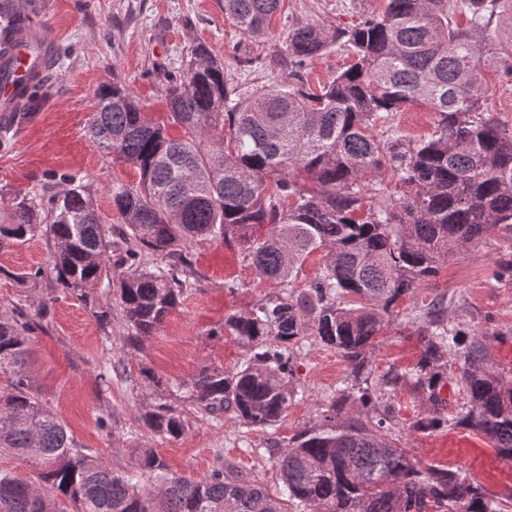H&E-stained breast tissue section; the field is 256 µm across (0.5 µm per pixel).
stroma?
I'll return each instance as SVG.
<instances>
[{
  "label": "stroma",
  "instance_id": "35a3bbf8",
  "mask_svg": "<svg viewBox=\"0 0 512 512\" xmlns=\"http://www.w3.org/2000/svg\"><path fill=\"white\" fill-rule=\"evenodd\" d=\"M35 15L52 38L55 65L40 88L41 108L10 132L0 145V224L7 223L8 202L15 194L33 198L41 223H51L49 199L61 191L53 175L72 173L93 189V205L112 226L108 279L117 278L129 246L121 234L123 220L112 206L111 189L135 184L137 172L94 146L88 132L93 92L120 80L139 102L146 117H168L159 69L181 71L196 44L206 45L224 63L239 89L271 85L286 77L288 66L270 68L269 56L285 48L293 26L318 25L335 30L380 12L385 0H284L262 39L243 35L224 14V0H34ZM353 61L349 50L332 43L305 66L293 70L298 84L319 91ZM484 112L512 132V76L486 73ZM436 117L419 103L379 119L369 130L376 140L391 135L420 138L435 129ZM55 244L42 232L25 243L0 250V311L20 306L33 313L45 297L35 271H50ZM512 252V243L493 236L478 250L449 259L437 277L413 297L394 307L392 322L367 354L373 374L411 369L421 352L417 326L433 298L448 305V322L466 332H486V344L497 369L512 377V285L489 276V266ZM186 253L198 273L196 287L184 292L156 336L138 348L125 345L129 329L116 292L106 282L90 295L110 305L112 323L101 328L91 308L72 294H59L46 317L32 320L34 354L27 376L34 394L66 424L76 441L107 458L120 471L134 466L136 449L149 447L178 475L204 480L217 459L232 462L262 480L270 491L282 483L274 465L278 449L305 427L320 420L323 403L335 396L351 367L319 340L307 336L295 349L294 381L299 391L284 421L274 429L254 430L230 421L228 414L190 415L189 428L170 439L143 431L138 415L153 400L143 370L176 383L203 365L233 370L245 348L227 336L214 335L225 318L249 310L271 289L243 262L237 246L195 241ZM381 397L395 409L400 423L396 441L423 467L461 470L480 480L512 512V460L501 458L492 442L464 426L422 432L413 423L424 406L411 387L382 388ZM110 430H102L100 419Z\"/></svg>",
  "mask_w": 512,
  "mask_h": 512
}]
</instances>
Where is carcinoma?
I'll list each match as a JSON object with an SVG mask.
<instances>
[{
	"label": "carcinoma",
	"mask_w": 512,
	"mask_h": 512,
	"mask_svg": "<svg viewBox=\"0 0 512 512\" xmlns=\"http://www.w3.org/2000/svg\"><path fill=\"white\" fill-rule=\"evenodd\" d=\"M283 0H224V15L242 34H268ZM507 0H387L383 13L330 34L314 25L288 31V65L302 67L329 42L353 48L354 61L317 94L282 80L243 92L230 86L224 64L203 45L187 67L162 71L169 121L182 136L143 115L118 84L93 92V144L132 165L136 185L112 188V204L130 241L116 288L138 347L158 333L185 290L196 284L189 243H235L258 279L279 289L210 335L227 334L249 351L231 371L202 366L175 385L149 370L154 402L138 421L153 435L178 438L188 428L169 403L177 392L198 413H232L253 429L275 427L293 405V353L287 343L314 336L352 365L354 397L366 421L340 420L332 401L324 422L307 427L277 453L282 489L229 462H217L203 481L171 473L152 448H141L133 470L118 472L88 448L32 392L26 366L31 325L19 310L0 314V450L34 464L27 480L0 471V512H499L476 479L450 469L423 468L393 442L389 405L361 383L366 353L390 324L392 306L435 278L448 259L473 251L493 233L512 240V134L481 111L484 70L512 75V56L497 47ZM461 12L467 25L451 21ZM421 101L435 112L427 138L374 140L369 126L383 114ZM399 185L392 192L385 178ZM51 197L46 231L57 250L55 283L87 299L102 280L111 228L103 224L91 187L72 174ZM11 223L0 224V249L41 232L28 195L10 204ZM326 252L318 276L295 283L308 256ZM165 263L152 265L147 255ZM512 284V254L490 270ZM421 354L405 372L387 371L382 384H411L428 407L413 427L448 425V357L460 364L457 383L468 399L455 421L484 434L512 459V379L491 363L485 334L448 327L444 301L433 299L420 327Z\"/></svg>",
	"instance_id": "carcinoma-1"
}]
</instances>
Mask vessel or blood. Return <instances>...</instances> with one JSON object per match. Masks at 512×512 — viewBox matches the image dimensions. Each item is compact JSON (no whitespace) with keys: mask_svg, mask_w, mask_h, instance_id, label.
I'll return each mask as SVG.
<instances>
[{"mask_svg":"<svg viewBox=\"0 0 512 512\" xmlns=\"http://www.w3.org/2000/svg\"><path fill=\"white\" fill-rule=\"evenodd\" d=\"M0 13L12 21L0 36V114L6 116L20 97L43 81L54 57V45L32 22L27 0H0Z\"/></svg>","mask_w":512,"mask_h":512,"instance_id":"1","label":"vessel or blood"}]
</instances>
